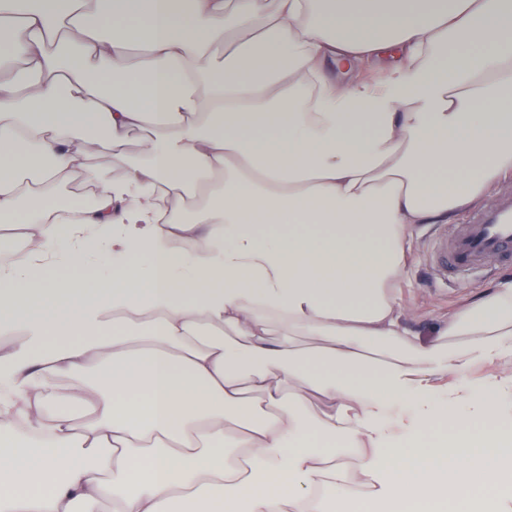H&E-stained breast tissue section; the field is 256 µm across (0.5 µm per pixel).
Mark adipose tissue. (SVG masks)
I'll return each mask as SVG.
<instances>
[{
	"label": "adipose tissue",
	"mask_w": 512,
	"mask_h": 512,
	"mask_svg": "<svg viewBox=\"0 0 512 512\" xmlns=\"http://www.w3.org/2000/svg\"><path fill=\"white\" fill-rule=\"evenodd\" d=\"M0 29V512H512V376L471 375L512 361V280L433 339L397 299L413 227L512 176V0Z\"/></svg>",
	"instance_id": "ef3b65f1"
}]
</instances>
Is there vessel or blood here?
<instances>
[{"mask_svg":"<svg viewBox=\"0 0 512 512\" xmlns=\"http://www.w3.org/2000/svg\"><path fill=\"white\" fill-rule=\"evenodd\" d=\"M494 258L512 262V196L471 214L435 248V267L442 274L476 268Z\"/></svg>","mask_w":512,"mask_h":512,"instance_id":"vessel-or-blood-1","label":"vessel or blood"}]
</instances>
